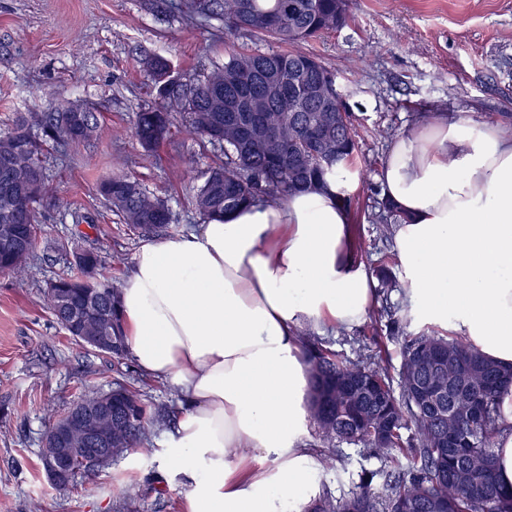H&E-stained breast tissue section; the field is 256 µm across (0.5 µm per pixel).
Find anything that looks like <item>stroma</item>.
I'll return each mask as SVG.
<instances>
[{
	"label": "stroma",
	"mask_w": 512,
	"mask_h": 512,
	"mask_svg": "<svg viewBox=\"0 0 512 512\" xmlns=\"http://www.w3.org/2000/svg\"><path fill=\"white\" fill-rule=\"evenodd\" d=\"M189 0H0V134L20 114L81 101L99 113L93 146L63 147L42 160L50 197L36 207L41 226L24 272L0 273V512H116L122 488L145 494L135 512H182L188 489L174 468L167 431L150 433V457L132 450L93 478L58 489L42 468L50 415L113 380L134 384L147 402L177 406L164 382L132 359L86 354L55 321L44 290L70 272L74 251L93 248L101 272L123 284L144 241L96 192L125 174L168 198L177 233L201 224L190 199L199 174L222 156L176 116L165 143L146 152L132 135L139 106L153 102L145 59L161 56L178 78L223 62L228 43L274 48L247 32L194 15ZM348 23L300 44L336 74L356 112L358 153L343 192L353 200L355 256L367 267L400 263L364 212L382 198L381 169L418 113L461 112L474 121L512 123V0H350ZM195 158L187 169L186 158Z\"/></svg>",
	"instance_id": "1"
}]
</instances>
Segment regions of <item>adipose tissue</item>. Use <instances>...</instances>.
<instances>
[{"label": "adipose tissue", "instance_id": "obj_1", "mask_svg": "<svg viewBox=\"0 0 512 512\" xmlns=\"http://www.w3.org/2000/svg\"><path fill=\"white\" fill-rule=\"evenodd\" d=\"M326 187L257 202L144 242L121 289L125 346L180 403L170 431L183 512H282L305 503L319 459L302 439L310 372L295 332L348 327L374 279L352 215ZM405 217L395 250L418 317L512 366V128L442 115L399 135L382 168ZM495 472L512 489V388Z\"/></svg>", "mask_w": 512, "mask_h": 512}]
</instances>
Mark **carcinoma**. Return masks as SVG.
Returning a JSON list of instances; mask_svg holds the SVG:
<instances>
[{"instance_id":"carcinoma-1","label":"carcinoma","mask_w":512,"mask_h":512,"mask_svg":"<svg viewBox=\"0 0 512 512\" xmlns=\"http://www.w3.org/2000/svg\"><path fill=\"white\" fill-rule=\"evenodd\" d=\"M192 12L224 23V30L235 34L245 30L273 39L280 49L261 51L229 47L224 64L207 74L187 78L170 87L155 84L154 102L134 113V133L148 151H154L170 134L174 113L186 115L192 135L224 154V161L209 167L191 198L195 211L204 219L221 217L244 204L257 200H283L288 195L321 186L325 178L352 164L358 144L355 139L356 115L347 112L336 123V108L313 111L305 102L288 101L284 105L274 97L266 100L267 122L278 138L288 142V155L274 159L251 152L224 130L225 101L237 96L230 91L239 78H247L259 89L264 72L288 74L303 70L314 81L319 72L312 67V56L295 46L344 26L348 18L336 16V0H192ZM37 127L41 135L31 134ZM97 113L80 103L30 112L19 117L13 132L0 136V243L6 239L15 249L0 248V272L20 273L28 253L36 245L40 225L36 224L35 204L46 195L42 160L44 148L59 147L61 142L84 144L97 136ZM317 136L326 137L330 151L326 155L310 152ZM97 192L104 203L133 231L161 237L176 222L168 201L147 192L141 184L122 174L101 180ZM367 214L385 231L402 223L404 217L383 197ZM77 273L52 281L45 301L56 322L70 334L96 336L112 329L116 344L112 354L127 356L123 329L118 315L119 288L102 280L100 287L85 284V267L91 262L102 267L98 251L85 249L74 253ZM378 280L381 304L368 309L371 332L384 331L400 340L402 362L397 376L390 374L384 349L370 353L367 343L353 340L355 358L341 357L325 348L306 327L296 336L307 349L311 374L309 416L317 426L320 463L337 477L348 473V461L340 451L343 444L365 449L383 460L376 470L358 474L354 490L336 497L323 489L301 506V512H436L434 500L445 502L444 512H512V492L502 490L495 478L494 448L500 434L499 399L512 387V369H506L474 351L460 336L437 332L412 336L405 332L404 316L391 303V295L404 293V284L381 265L373 269ZM436 344L454 351L470 365L485 371V386L475 392L482 410L472 418L457 422V446L438 448L439 433L448 429V411L460 381L448 384L446 391L422 405L413 385L423 376L411 371L415 351ZM355 376L372 390L369 397L347 401V379ZM106 394L111 396L112 456L116 459L131 448L144 455L153 452L147 427L158 430L170 424V412L163 404H149L142 394L120 381L113 382ZM382 419L387 424L384 438L372 428ZM471 455L485 459L487 471L484 491L478 495L448 486L446 473Z\"/></svg>"}]
</instances>
